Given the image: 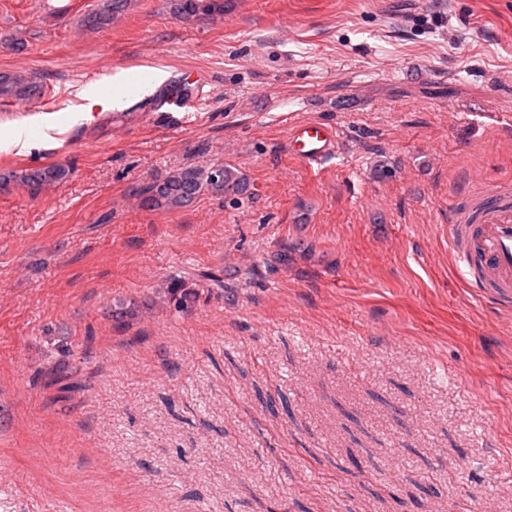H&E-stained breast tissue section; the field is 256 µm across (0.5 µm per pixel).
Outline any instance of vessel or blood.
Returning a JSON list of instances; mask_svg holds the SVG:
<instances>
[{"mask_svg":"<svg viewBox=\"0 0 512 512\" xmlns=\"http://www.w3.org/2000/svg\"><path fill=\"white\" fill-rule=\"evenodd\" d=\"M335 130L317 121L294 125L288 151L304 163L320 161L336 142ZM454 263L463 268L481 297L500 311H512V191L464 195L448 226Z\"/></svg>","mask_w":512,"mask_h":512,"instance_id":"obj_1","label":"vessel or blood"}]
</instances>
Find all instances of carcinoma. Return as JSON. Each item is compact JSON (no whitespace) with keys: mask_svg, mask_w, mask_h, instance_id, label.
Segmentation results:
<instances>
[{"mask_svg":"<svg viewBox=\"0 0 512 512\" xmlns=\"http://www.w3.org/2000/svg\"><path fill=\"white\" fill-rule=\"evenodd\" d=\"M171 3L177 13L187 18L224 13V0H171ZM127 7L128 0H104L103 10L88 17L87 24L91 27L103 25ZM42 94V82L37 78L0 71V100L29 102ZM69 175V168L51 165L27 172L19 176V180L31 191L37 192L46 185L66 181ZM249 190L247 179L230 165L219 168L188 166L151 184L143 192L142 203L152 209L173 210L187 205L204 192L215 197L235 199Z\"/></svg>","mask_w":512,"mask_h":512,"instance_id":"obj_1","label":"carcinoma"}]
</instances>
